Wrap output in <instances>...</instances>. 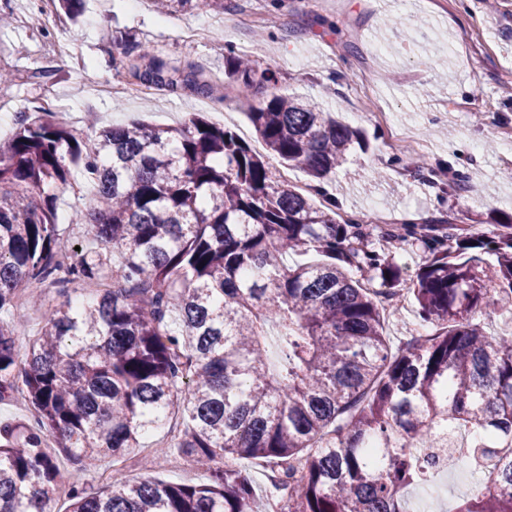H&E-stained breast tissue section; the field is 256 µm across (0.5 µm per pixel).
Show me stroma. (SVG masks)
<instances>
[{
    "label": "stroma",
    "mask_w": 512,
    "mask_h": 512,
    "mask_svg": "<svg viewBox=\"0 0 512 512\" xmlns=\"http://www.w3.org/2000/svg\"><path fill=\"white\" fill-rule=\"evenodd\" d=\"M9 16L0 27V142L20 119L41 109L67 115L74 127L93 117L97 129L132 122L175 126L202 112L222 121L255 151L249 102L224 76V53L257 57L276 72L275 92L317 102L360 128L368 151L353 150L325 184L340 218L369 214L379 205L388 224L448 217L466 227L512 216V155L499 142L512 137V0H224L223 13L199 7L159 16L150 0H88L79 21L59 0H0ZM151 50L167 67L194 65L210 96L154 88L141 94L131 58L113 36ZM271 52L257 56L259 45ZM129 87L113 97L106 84ZM394 122L418 142V153L393 148ZM466 174L463 189L443 193L423 168ZM180 413L128 462V480L202 483L203 470L180 452L157 461L163 438L177 433Z\"/></svg>",
    "instance_id": "35a3bbf8"
}]
</instances>
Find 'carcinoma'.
I'll use <instances>...</instances> for the list:
<instances>
[{
    "mask_svg": "<svg viewBox=\"0 0 512 512\" xmlns=\"http://www.w3.org/2000/svg\"><path fill=\"white\" fill-rule=\"evenodd\" d=\"M174 16L224 0H152ZM141 77L176 84L146 49ZM224 75L249 97L277 74L234 52ZM258 153L201 114L177 125L83 132L50 110L0 145V402L20 393L34 422L0 426V512H256L250 480L224 457L279 473L281 512H410L406 488L448 430L482 435L468 452L485 474L455 512H512V336L474 322L512 306V234L447 219L407 224L425 259L410 290L434 327L391 350L383 298L400 284L368 248L363 220L280 179L269 159L316 181L361 143L312 101L271 93L249 105ZM93 202L75 250L55 190L75 176ZM313 253V262L288 263ZM367 273L355 279L352 272ZM377 274L388 290L367 287ZM112 280L91 300L47 305L19 358L16 322L36 305L30 282L64 291ZM174 437L205 484L131 482L121 464L173 410ZM87 470L112 458L102 491L60 479L48 441Z\"/></svg>",
    "mask_w": 512,
    "mask_h": 512,
    "instance_id": "obj_1",
    "label": "carcinoma"
}]
</instances>
